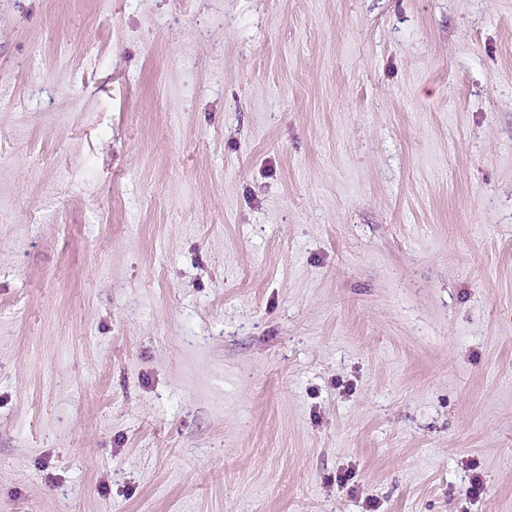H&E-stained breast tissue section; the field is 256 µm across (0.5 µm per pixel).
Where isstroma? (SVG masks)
Instances as JSON below:
<instances>
[{"mask_svg":"<svg viewBox=\"0 0 512 512\" xmlns=\"http://www.w3.org/2000/svg\"><path fill=\"white\" fill-rule=\"evenodd\" d=\"M0 512H512V0H0Z\"/></svg>","mask_w":512,"mask_h":512,"instance_id":"obj_1","label":"stroma"}]
</instances>
